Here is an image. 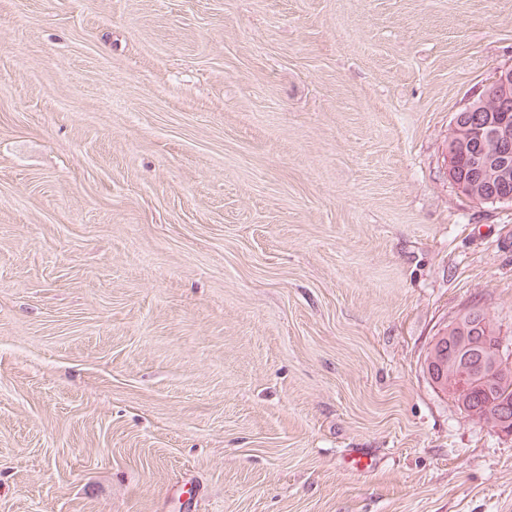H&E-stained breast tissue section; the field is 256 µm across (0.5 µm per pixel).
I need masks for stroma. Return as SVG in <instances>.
<instances>
[{"label": "stroma", "mask_w": 512, "mask_h": 512, "mask_svg": "<svg viewBox=\"0 0 512 512\" xmlns=\"http://www.w3.org/2000/svg\"><path fill=\"white\" fill-rule=\"evenodd\" d=\"M509 66L512 0H0V512H512L424 371L512 336ZM479 94H481L480 98L482 100V107L485 108L487 112H478V110L474 112H465V109L462 108L460 111L455 113L453 120L457 117L460 121L458 122V125H456V121L453 122L451 133L449 135V143L454 140L455 142L451 147H448V180L459 191L463 190L465 186H468L467 184L478 186L483 183L492 184L496 181L498 184L503 185L512 180V163L510 161L509 152V145L512 137V126L506 121H501L499 119L493 123L487 121L489 112H495L498 110L500 104L506 105V101L512 97V68L498 70L494 79L488 83ZM480 98L478 96L474 102L476 103ZM506 108L508 112H498L497 114H499V118L509 114V120L511 122L512 100L508 102ZM499 111H501V109H499ZM476 121H481L483 124L487 121V123L478 130L477 134L478 137L485 142L486 147L489 150L490 162L480 166L469 175V169L473 164L474 155L480 154L481 149L479 150L478 142L474 140L475 138L473 137L471 139L470 132L465 131L467 129L465 126H478L479 124H475ZM457 126L464 128L462 130H458ZM469 139L474 141V145L472 146L471 151L466 152V142ZM465 153V158L461 156L457 163L459 178L465 177L466 175V179H468L469 175V179L467 181H465V179H458L453 163L459 154ZM494 189L497 192L500 191L503 194L512 195L511 182L503 188L498 185H494Z\"/></svg>", "instance_id": "stroma-1"}]
</instances>
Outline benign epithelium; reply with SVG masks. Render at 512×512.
I'll use <instances>...</instances> for the list:
<instances>
[{"label": "benign epithelium", "instance_id": "7a95c632", "mask_svg": "<svg viewBox=\"0 0 512 512\" xmlns=\"http://www.w3.org/2000/svg\"><path fill=\"white\" fill-rule=\"evenodd\" d=\"M482 107L489 112L498 110L512 98V68L500 69L494 79L481 91ZM478 137L486 144L490 162L480 166L464 181L456 176L454 160L466 153V142L470 133L452 125L448 148V180L455 188L462 190L466 184L474 186L497 182L500 185L512 181V125L501 120L486 123L478 130ZM506 338L486 342L480 346L464 338L449 335L442 329L434 336L427 348L428 358L425 370L434 387L456 399L461 408H466L465 400L476 379L485 380L496 373L512 369V352L505 349ZM487 425L495 431L512 435V413L505 408L491 415Z\"/></svg>", "mask_w": 512, "mask_h": 512}]
</instances>
